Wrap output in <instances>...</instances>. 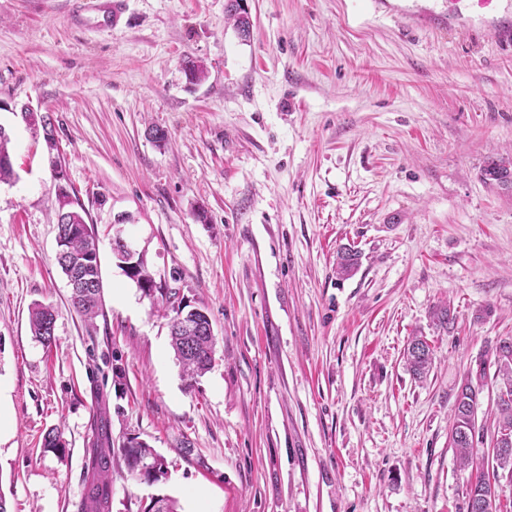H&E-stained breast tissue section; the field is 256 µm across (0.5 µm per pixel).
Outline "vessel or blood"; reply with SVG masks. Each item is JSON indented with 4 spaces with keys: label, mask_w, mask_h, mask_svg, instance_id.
<instances>
[{
    "label": "vessel or blood",
    "mask_w": 512,
    "mask_h": 512,
    "mask_svg": "<svg viewBox=\"0 0 512 512\" xmlns=\"http://www.w3.org/2000/svg\"><path fill=\"white\" fill-rule=\"evenodd\" d=\"M448 25L480 26L503 47H512V0H448Z\"/></svg>",
    "instance_id": "b4317fda"
}]
</instances>
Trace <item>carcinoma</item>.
Returning a JSON list of instances; mask_svg holds the SVG:
<instances>
[{
	"label": "carcinoma",
	"instance_id": "obj_1",
	"mask_svg": "<svg viewBox=\"0 0 512 512\" xmlns=\"http://www.w3.org/2000/svg\"><path fill=\"white\" fill-rule=\"evenodd\" d=\"M227 13L228 17L234 20V26L239 34L248 37L249 16L239 0H228ZM9 143L8 132L0 128V182H9L14 178L13 164L8 151ZM481 179L492 188L512 191V159H489L481 171ZM54 224L63 253L57 262L66 276H75L77 269L72 265V259L84 253L87 248V237L97 234V231L94 225L86 222L85 211L82 209H74L66 215L58 209L55 210ZM77 225L83 227V230L75 229ZM359 260L360 252L347 247L339 248L336 251V278L343 279L351 275L359 266ZM71 301L75 310L90 323L103 312L101 289L90 283L76 289ZM172 312L173 315L169 318L171 347L181 367L182 376L193 380L212 368L216 338L209 332L208 320H203V323L197 325L196 331L189 333L182 330L177 322L178 310L174 308ZM433 318L436 326L443 330L451 329L455 323V316L446 303L433 310ZM55 322L56 311L50 306L36 304L30 311V331L47 348L55 341ZM404 357L414 379L425 380L434 362V350L431 345L423 337L415 336L405 348ZM492 367L495 368V381L506 389V396L496 401L495 429L506 431L512 437L511 339L500 340L476 358L475 367L468 371L455 391L449 429V444L455 450L460 470L476 471V474L469 476L466 497L485 502L486 508L478 512H487L489 508L493 512H500L499 495L492 492V487L498 486L499 472L507 470L512 473V441L508 442L506 450L495 461L490 475L484 472L485 462L479 458L474 446V436L480 432L477 425V409L484 390L487 370ZM96 431L91 475L85 480L80 512H112L114 451L109 420L105 417L100 418ZM130 443L131 447L122 448L120 452L131 473L153 481L164 475L162 462L153 464L150 470L140 471L138 464L142 459L153 455V450L146 442H140L135 437L130 439Z\"/></svg>",
	"mask_w": 512,
	"mask_h": 512
}]
</instances>
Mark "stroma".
Instances as JSON below:
<instances>
[{"mask_svg": "<svg viewBox=\"0 0 512 512\" xmlns=\"http://www.w3.org/2000/svg\"><path fill=\"white\" fill-rule=\"evenodd\" d=\"M87 0H0V496L8 512H79L107 415L166 473L112 468V512L200 487L210 512H463L448 444L453 394L512 338V49L482 30L412 23L444 0H124L112 29ZM201 61L188 83L182 63ZM50 113L55 151L20 112ZM167 133L149 138L150 128ZM59 157L98 230L104 314L73 308L56 262ZM157 287L118 267L114 230ZM361 254L345 279L336 251ZM450 302L451 331L431 311ZM55 308L44 347L29 311ZM204 309L216 361L184 379L160 310ZM426 337L416 381L403 352ZM58 428L61 452L42 438ZM482 181L491 188L512 191V160L490 158L481 171ZM404 357L414 379L425 380L434 362V350L431 345L422 336H415L405 348Z\"/></svg>", "mask_w": 512, "mask_h": 512, "instance_id": "obj_1", "label": "stroma"}]
</instances>
